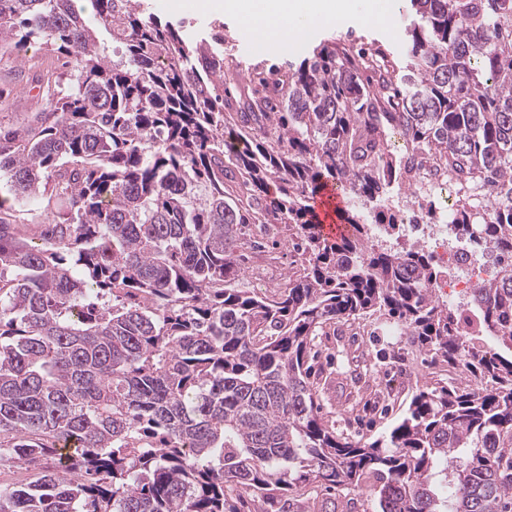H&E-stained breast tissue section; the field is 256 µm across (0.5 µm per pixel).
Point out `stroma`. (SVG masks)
I'll return each instance as SVG.
<instances>
[{"mask_svg":"<svg viewBox=\"0 0 512 512\" xmlns=\"http://www.w3.org/2000/svg\"><path fill=\"white\" fill-rule=\"evenodd\" d=\"M149 12L161 21L183 28L198 40H210L212 31L224 38V58L236 62L241 73L255 68L266 70L285 67L298 61L309 47L326 39L338 45H349L354 39L383 46L387 52L398 49L402 30L407 23L405 0H348L346 14L332 23L313 24V35L289 44L255 39L245 45L238 35V21L230 15L200 11L196 0H144ZM388 14L387 23L380 24L376 15ZM54 56L40 45H32L24 60L0 54V128L9 130L31 125L33 106L37 103L39 85H23V78L35 74L59 73ZM10 191L0 182V197L6 204L0 209V220L16 224L33 241H40L41 230L48 216L58 211L57 199L36 205L10 204ZM270 234L280 240L274 257L250 254L246 262V285L258 294L283 290L288 282V268L295 255L284 241L283 225L274 224ZM323 354L332 356L336 366L320 390V401L336 433L373 441L388 435L393 425L406 412L417 389L436 384L453 383L455 372L446 363L432 362L429 355L404 342L391 339L380 322L368 319L338 323L321 336Z\"/></svg>","mask_w":512,"mask_h":512,"instance_id":"stroma-1","label":"stroma"}]
</instances>
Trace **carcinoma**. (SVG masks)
Wrapping results in <instances>:
<instances>
[{
    "label": "carcinoma",
    "mask_w": 512,
    "mask_h": 512,
    "mask_svg": "<svg viewBox=\"0 0 512 512\" xmlns=\"http://www.w3.org/2000/svg\"><path fill=\"white\" fill-rule=\"evenodd\" d=\"M89 3L0 0V50L37 42L69 72L35 124L0 130L13 202L64 206L41 244L0 221V461L64 465L0 486V512L291 509L370 475L378 512H512V0H407L404 65L328 39L232 105L220 49L140 0ZM419 157L456 180L454 238L494 259L464 306L422 246L386 244ZM477 179L501 185L485 208ZM326 182L371 208L336 239L313 222ZM249 224L292 231L285 291L244 285ZM373 316L477 384L419 391L362 442L325 420L313 340Z\"/></svg>",
    "instance_id": "cac0c4a2"
}]
</instances>
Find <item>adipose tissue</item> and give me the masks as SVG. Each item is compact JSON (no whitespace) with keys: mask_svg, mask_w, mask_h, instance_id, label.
<instances>
[{"mask_svg":"<svg viewBox=\"0 0 512 512\" xmlns=\"http://www.w3.org/2000/svg\"><path fill=\"white\" fill-rule=\"evenodd\" d=\"M202 9L234 15L240 22L242 36L258 35L265 39L299 38L302 28L294 18L301 10H310L320 21L336 16V0H203Z\"/></svg>","mask_w":512,"mask_h":512,"instance_id":"ef3b65f1","label":"adipose tissue"}]
</instances>
